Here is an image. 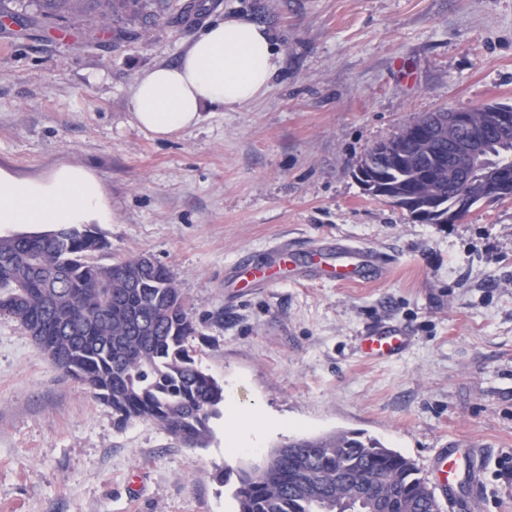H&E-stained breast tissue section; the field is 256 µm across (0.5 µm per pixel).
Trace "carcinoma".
Masks as SVG:
<instances>
[{
    "mask_svg": "<svg viewBox=\"0 0 512 512\" xmlns=\"http://www.w3.org/2000/svg\"><path fill=\"white\" fill-rule=\"evenodd\" d=\"M146 0H0V15L21 23L20 31L53 21L77 20L92 39L112 27L127 8ZM473 128L436 146L434 157L392 166L369 150L373 191L430 224L465 216L482 200L512 198V188L491 197L481 175L453 181L455 150L480 134L485 106L469 109ZM483 152L512 181V139L486 136ZM108 243L85 224H66L44 235L0 237V316L38 337V348L64 374L112 408L121 423L152 421L192 447L212 437L210 421L220 413L224 387L198 365L188 347L197 333L186 297L172 272L159 262L140 269V256L93 264L91 254ZM141 270L143 287L119 283ZM267 468L224 466L219 480L237 476V512H441L415 464L377 441L353 434L302 439L283 445Z\"/></svg>",
    "mask_w": 512,
    "mask_h": 512,
    "instance_id": "1",
    "label": "carcinoma"
}]
</instances>
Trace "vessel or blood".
Returning <instances> with one entry per match:
<instances>
[{
  "label": "vessel or blood",
  "instance_id": "vessel-or-blood-1",
  "mask_svg": "<svg viewBox=\"0 0 512 512\" xmlns=\"http://www.w3.org/2000/svg\"><path fill=\"white\" fill-rule=\"evenodd\" d=\"M298 251L283 248L270 260L257 261L241 268L239 285L243 288L252 287L257 283H272L295 268ZM308 264L322 277L339 283L355 282L367 277L374 268L377 258L367 249L349 244H320L308 251ZM365 352L374 358H388L399 354L405 344L403 333L396 329L380 331L363 339Z\"/></svg>",
  "mask_w": 512,
  "mask_h": 512
}]
</instances>
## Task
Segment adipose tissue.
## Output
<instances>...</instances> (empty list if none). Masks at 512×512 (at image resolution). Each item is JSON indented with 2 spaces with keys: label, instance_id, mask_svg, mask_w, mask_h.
<instances>
[{
  "label": "adipose tissue",
  "instance_id": "1",
  "mask_svg": "<svg viewBox=\"0 0 512 512\" xmlns=\"http://www.w3.org/2000/svg\"><path fill=\"white\" fill-rule=\"evenodd\" d=\"M279 65L265 27L232 17L207 24L177 63L137 77L132 117L169 139L198 124L203 112L243 108L267 91ZM112 209L90 171L64 167L46 179H21L0 170V226L108 224Z\"/></svg>",
  "mask_w": 512,
  "mask_h": 512
}]
</instances>
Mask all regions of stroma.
Returning <instances> with one entry per match:
<instances>
[{
    "instance_id": "35a3bbf8",
    "label": "stroma",
    "mask_w": 512,
    "mask_h": 512,
    "mask_svg": "<svg viewBox=\"0 0 512 512\" xmlns=\"http://www.w3.org/2000/svg\"><path fill=\"white\" fill-rule=\"evenodd\" d=\"M172 25L127 14L118 36L74 22L0 31V169L39 179L84 167L112 221L110 264L145 253L174 273L198 332L188 346L224 386L205 448L149 421L118 426L0 316V512H237L225 465L299 439L357 433L413 460L429 487L443 449L479 483L442 512H512V199L426 224L368 195V149L418 116L512 103V0H173ZM269 31L279 69L252 106L204 112L173 139L133 124L140 73L175 62L208 20ZM374 250L375 279L339 285L304 267L262 288L240 268L274 243ZM401 328V355L367 360L361 336ZM275 430L235 455L228 402Z\"/></svg>"
}]
</instances>
